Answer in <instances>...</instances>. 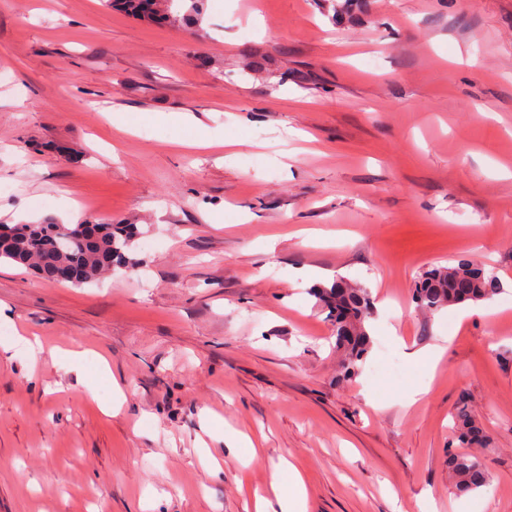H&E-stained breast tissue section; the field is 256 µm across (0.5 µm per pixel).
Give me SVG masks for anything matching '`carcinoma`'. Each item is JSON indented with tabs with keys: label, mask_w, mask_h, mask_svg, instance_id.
<instances>
[{
	"label": "carcinoma",
	"mask_w": 512,
	"mask_h": 512,
	"mask_svg": "<svg viewBox=\"0 0 512 512\" xmlns=\"http://www.w3.org/2000/svg\"><path fill=\"white\" fill-rule=\"evenodd\" d=\"M202 0H159L162 11L175 20L192 21L200 15ZM131 224L97 222L87 224H0V259L33 270L41 277L56 280L55 273L72 269V285L92 282L113 268L134 269L127 255L133 239ZM501 281L491 271L471 261L455 265H437L419 278L412 299L424 311L477 303L498 293ZM319 301L336 323V349L345 355L343 376L349 378L367 353L369 335L366 323L372 317V300L363 288L344 281L316 289ZM455 437L461 448L486 447L490 436L477 424L466 404L457 409ZM448 473L460 493L483 487L488 475L475 454H451Z\"/></svg>",
	"instance_id": "carcinoma-1"
}]
</instances>
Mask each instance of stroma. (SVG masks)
<instances>
[{
  "instance_id": "stroma-1",
  "label": "stroma",
  "mask_w": 512,
  "mask_h": 512,
  "mask_svg": "<svg viewBox=\"0 0 512 512\" xmlns=\"http://www.w3.org/2000/svg\"><path fill=\"white\" fill-rule=\"evenodd\" d=\"M68 199L136 225L137 266L72 286L0 261V512H253L284 459L307 512H512V0H203L170 25L0 0V224ZM460 260L500 293L419 310ZM304 269L370 294L355 377ZM436 345L434 373L410 361ZM463 402L492 436L465 494ZM448 473L453 486L459 493H467L483 487L488 479L481 459L475 454H450Z\"/></svg>"
}]
</instances>
